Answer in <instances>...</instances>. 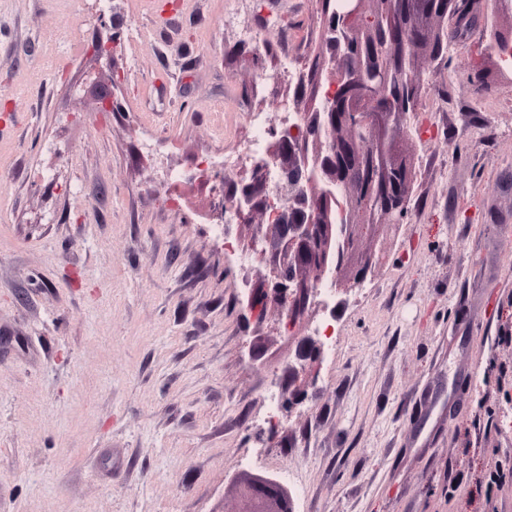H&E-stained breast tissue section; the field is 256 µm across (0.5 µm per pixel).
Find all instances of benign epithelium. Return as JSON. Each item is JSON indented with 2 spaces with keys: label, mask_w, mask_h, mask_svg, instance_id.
<instances>
[{
  "label": "benign epithelium",
  "mask_w": 512,
  "mask_h": 512,
  "mask_svg": "<svg viewBox=\"0 0 512 512\" xmlns=\"http://www.w3.org/2000/svg\"><path fill=\"white\" fill-rule=\"evenodd\" d=\"M377 3L343 0L332 11L320 2L324 27L341 33L323 110L302 113V132L274 135L270 158L283 182L271 185L267 164H253L229 198L213 202L218 220L228 210L242 223L266 217L265 230L250 244L266 274L248 313L259 322L272 307L296 335L327 275L344 294L367 277L371 253L352 278L341 275L360 232L408 219L416 169L402 142L416 79L404 76L401 62L428 50L433 21L447 17L462 26L472 19L458 10V0H394L396 17L385 26L375 17ZM318 358V343L301 337L288 361L285 408L302 399L299 382ZM287 498L281 485L256 477L239 488L231 512H286Z\"/></svg>",
  "instance_id": "benign-epithelium-1"
}]
</instances>
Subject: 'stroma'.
I'll return each instance as SVG.
<instances>
[{
  "label": "stroma",
  "mask_w": 512,
  "mask_h": 512,
  "mask_svg": "<svg viewBox=\"0 0 512 512\" xmlns=\"http://www.w3.org/2000/svg\"><path fill=\"white\" fill-rule=\"evenodd\" d=\"M318 9L0 0V512H227L255 451L257 474L306 487L303 512H512V69L491 48L512 19L483 0L450 64L425 63L411 217L362 237L383 260L280 429L257 421L296 339L276 310L244 318L207 184L150 181L145 139L189 168L242 148L244 113L281 111V61L304 67Z\"/></svg>",
  "instance_id": "stroma-1"
}]
</instances>
